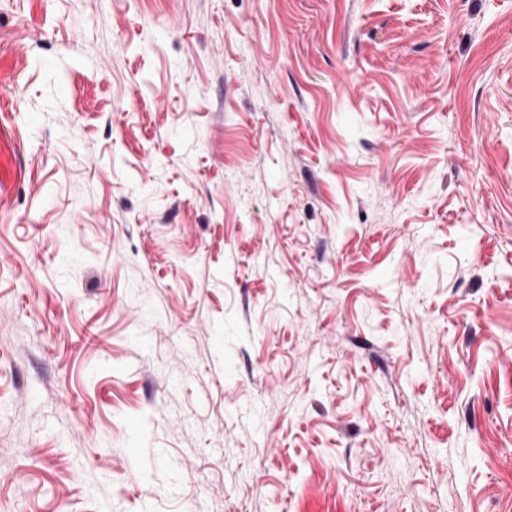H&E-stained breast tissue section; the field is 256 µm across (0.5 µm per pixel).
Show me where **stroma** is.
<instances>
[{
	"label": "stroma",
	"instance_id": "stroma-1",
	"mask_svg": "<svg viewBox=\"0 0 512 512\" xmlns=\"http://www.w3.org/2000/svg\"><path fill=\"white\" fill-rule=\"evenodd\" d=\"M0 512H512V0H0Z\"/></svg>",
	"mask_w": 512,
	"mask_h": 512
}]
</instances>
